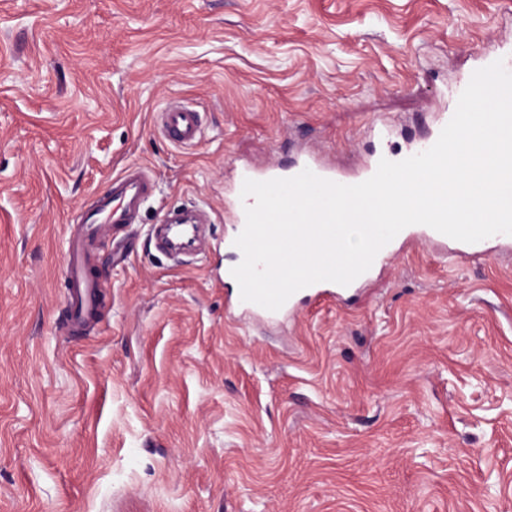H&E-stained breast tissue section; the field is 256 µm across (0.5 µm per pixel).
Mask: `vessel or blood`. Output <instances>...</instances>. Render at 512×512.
<instances>
[{
  "label": "vessel or blood",
  "mask_w": 512,
  "mask_h": 512,
  "mask_svg": "<svg viewBox=\"0 0 512 512\" xmlns=\"http://www.w3.org/2000/svg\"><path fill=\"white\" fill-rule=\"evenodd\" d=\"M157 124L167 137L176 145L191 147L198 143L202 134L199 112L191 105L171 101L158 112ZM311 170L317 176L344 185H355L370 178L377 170L376 165H368L352 175H343L335 169L319 163L314 157L307 156L285 168L270 167L264 170L245 169L240 179L266 181L275 178H290L303 170ZM154 182L148 170L137 164L127 165L122 173L113 178L110 188L99 195L95 206L82 219L68 227V251L66 277L68 280L65 295V307L72 325L80 326L95 319L100 293L99 278L94 271L93 259L98 243L108 237L111 231L122 225L132 223L134 217L143 208L152 195ZM150 235L160 250L174 255L172 246L176 239H184L187 247L196 243L195 221L188 211L170 212L156 224L151 225ZM398 240L418 242L435 241L451 245L452 255L480 256L486 254V241L463 243L449 241L448 237L425 225H411L397 235ZM348 289L346 286L322 281L307 286L294 293L279 309L271 311L255 303H243L240 296L227 299V310L246 307L254 316L275 320L298 312L301 305L317 302L330 297L343 301Z\"/></svg>",
  "instance_id": "1"
}]
</instances>
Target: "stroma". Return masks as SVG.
<instances>
[{
	"label": "stroma",
	"instance_id": "stroma-1",
	"mask_svg": "<svg viewBox=\"0 0 512 512\" xmlns=\"http://www.w3.org/2000/svg\"><path fill=\"white\" fill-rule=\"evenodd\" d=\"M512 0H0V512H512V240L405 245L347 305L229 312L239 167L422 141ZM202 138L172 143L171 99ZM155 183L95 255L84 331L67 221L130 164ZM211 217L177 263L164 211ZM157 124L178 146H194L201 138L200 113L184 102L169 101L166 107L157 113Z\"/></svg>",
	"mask_w": 512,
	"mask_h": 512
}]
</instances>
